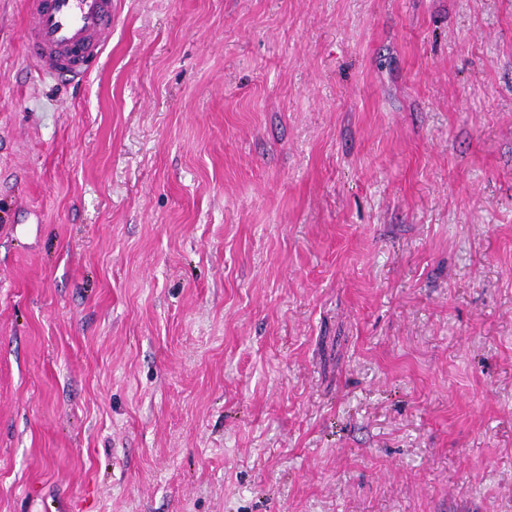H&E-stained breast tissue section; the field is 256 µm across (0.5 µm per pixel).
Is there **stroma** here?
Here are the masks:
<instances>
[{"label":"stroma","instance_id":"1","mask_svg":"<svg viewBox=\"0 0 512 512\" xmlns=\"http://www.w3.org/2000/svg\"><path fill=\"white\" fill-rule=\"evenodd\" d=\"M0 0V512H512V0ZM24 46L41 74L82 80L112 36V0H24Z\"/></svg>","mask_w":512,"mask_h":512}]
</instances>
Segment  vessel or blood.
I'll use <instances>...</instances> for the list:
<instances>
[{"mask_svg": "<svg viewBox=\"0 0 512 512\" xmlns=\"http://www.w3.org/2000/svg\"><path fill=\"white\" fill-rule=\"evenodd\" d=\"M24 46L43 76L83 79L112 36V0H25Z\"/></svg>", "mask_w": 512, "mask_h": 512, "instance_id": "b4317fda", "label": "vessel or blood"}]
</instances>
